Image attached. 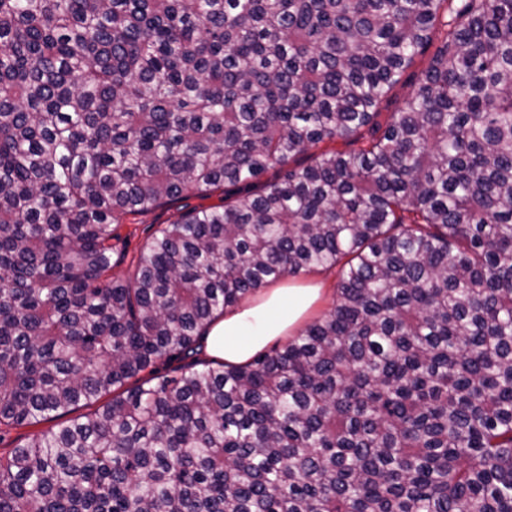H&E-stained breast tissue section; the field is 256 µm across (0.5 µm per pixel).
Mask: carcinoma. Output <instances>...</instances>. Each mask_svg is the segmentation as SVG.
I'll return each instance as SVG.
<instances>
[{"label":"carcinoma","instance_id":"obj_1","mask_svg":"<svg viewBox=\"0 0 512 512\" xmlns=\"http://www.w3.org/2000/svg\"><path fill=\"white\" fill-rule=\"evenodd\" d=\"M337 266L287 343L158 373ZM41 421L0 512H512V0H0V426ZM433 50L431 47L424 55L415 58L413 65L408 68L401 76L400 82L395 86L389 97L381 104V112L378 120L384 123L390 112H396L403 106L404 99L408 95L421 71L426 67L428 55ZM181 210L172 207L165 210H157L154 213L141 217L142 223H130L125 221L119 224L118 233L120 241H112L116 248L112 253L113 273L122 277H128L134 271V256L139 246L157 229L159 224H171L178 220Z\"/></svg>","mask_w":512,"mask_h":512}]
</instances>
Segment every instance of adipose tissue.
I'll return each instance as SVG.
<instances>
[{"instance_id":"1","label":"adipose tissue","mask_w":512,"mask_h":512,"mask_svg":"<svg viewBox=\"0 0 512 512\" xmlns=\"http://www.w3.org/2000/svg\"><path fill=\"white\" fill-rule=\"evenodd\" d=\"M319 295L314 285L278 287L259 301L225 310L205 334L209 354L230 364L248 361L273 340L288 335Z\"/></svg>"}]
</instances>
